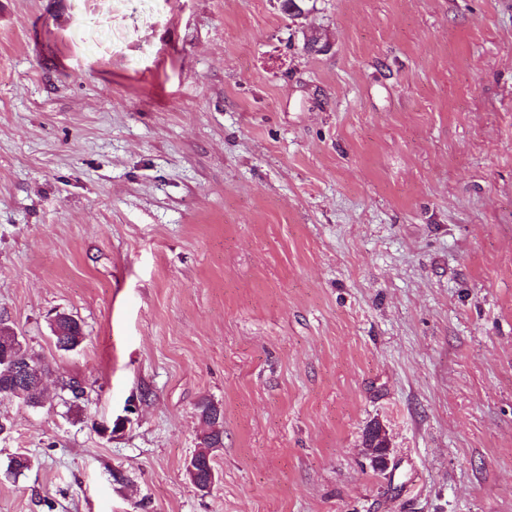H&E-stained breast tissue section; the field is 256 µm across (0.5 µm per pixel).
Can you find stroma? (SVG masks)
I'll list each match as a JSON object with an SVG mask.
<instances>
[{
  "mask_svg": "<svg viewBox=\"0 0 512 512\" xmlns=\"http://www.w3.org/2000/svg\"><path fill=\"white\" fill-rule=\"evenodd\" d=\"M308 2L0 0V512H512V0ZM55 322L52 320L51 329L56 338V345L60 350L71 351L77 348L84 340L85 334L82 325L72 316L56 314ZM17 346L15 354H21L23 360H27L33 365L41 367L44 371H47V366L38 358L32 354L27 348L23 347L22 343L18 339V336L14 329L3 323L0 320V387L7 385L11 382L10 391L16 393L12 397L22 400L24 403L31 406H38L42 403L40 397L36 393L30 392V390L19 384L17 380L22 379L32 391L37 389L42 383V376L38 369L32 367L29 363L21 364L14 367L12 377V365H13V354L12 352L7 353L5 347ZM16 378V379H15ZM199 419L205 424L211 426V430L204 437V448L199 450L193 457V465L189 461V477L192 481L196 480L198 470V479L191 484L199 490H205L209 486L211 471H214L212 450L214 448H223V412L217 405L207 399L201 400L196 407ZM220 415L218 416V414ZM197 469H195V468ZM215 479V471H214ZM370 440L372 441L371 448H368L373 460L380 468L388 464V450L389 442L385 431L379 427L374 426L370 432Z\"/></svg>",
  "mask_w": 512,
  "mask_h": 512,
  "instance_id": "obj_1",
  "label": "stroma"
}]
</instances>
